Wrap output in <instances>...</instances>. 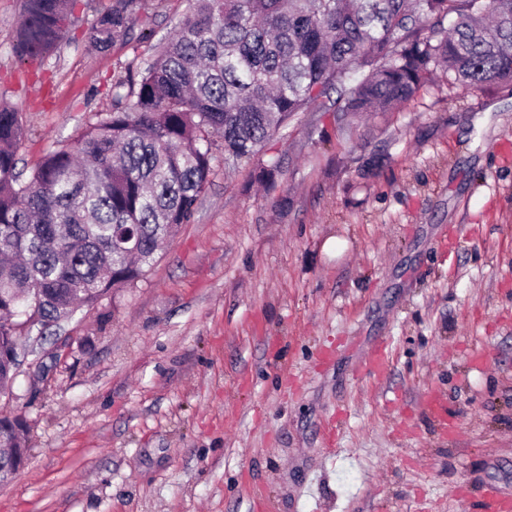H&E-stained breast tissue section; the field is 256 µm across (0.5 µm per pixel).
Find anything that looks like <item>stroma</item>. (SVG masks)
<instances>
[{
	"instance_id": "1",
	"label": "stroma",
	"mask_w": 512,
	"mask_h": 512,
	"mask_svg": "<svg viewBox=\"0 0 512 512\" xmlns=\"http://www.w3.org/2000/svg\"><path fill=\"white\" fill-rule=\"evenodd\" d=\"M21 4L0 0V99L29 171L111 110L113 76L188 2L140 0L152 38L100 53L111 0H78L41 67L11 51ZM214 155L143 277L21 336L0 416L24 419L27 463L0 512H468L459 487L512 491V86L440 75L395 110L317 106L250 160Z\"/></svg>"
}]
</instances>
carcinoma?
<instances>
[{
	"label": "carcinoma",
	"instance_id": "carcinoma-1",
	"mask_svg": "<svg viewBox=\"0 0 512 512\" xmlns=\"http://www.w3.org/2000/svg\"><path fill=\"white\" fill-rule=\"evenodd\" d=\"M76 2L23 0L13 53L53 55ZM138 10L111 0L89 43L103 52L150 37ZM439 71L512 85V0H189L136 72L113 79L112 110L27 177L20 113L0 99V394L14 380L18 314L48 330L143 276L193 220L214 139L224 163L249 160L332 92L344 116L387 112ZM24 447V420L1 417L0 448Z\"/></svg>",
	"mask_w": 512,
	"mask_h": 512
}]
</instances>
